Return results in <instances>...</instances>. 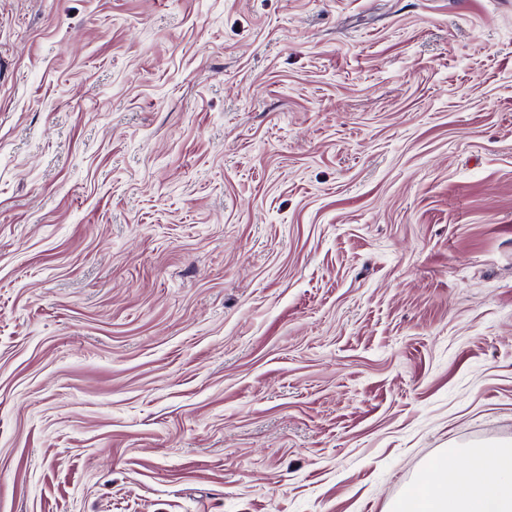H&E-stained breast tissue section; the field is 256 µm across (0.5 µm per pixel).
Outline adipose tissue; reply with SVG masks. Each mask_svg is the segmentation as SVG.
<instances>
[{
	"label": "adipose tissue",
	"instance_id": "ef3b65f1",
	"mask_svg": "<svg viewBox=\"0 0 512 512\" xmlns=\"http://www.w3.org/2000/svg\"><path fill=\"white\" fill-rule=\"evenodd\" d=\"M392 512H512V443L446 449Z\"/></svg>",
	"mask_w": 512,
	"mask_h": 512
}]
</instances>
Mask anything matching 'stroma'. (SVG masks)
Segmentation results:
<instances>
[{"instance_id":"35a3bbf8","label":"stroma","mask_w":512,"mask_h":512,"mask_svg":"<svg viewBox=\"0 0 512 512\" xmlns=\"http://www.w3.org/2000/svg\"><path fill=\"white\" fill-rule=\"evenodd\" d=\"M510 442L512 0H0V512Z\"/></svg>"}]
</instances>
